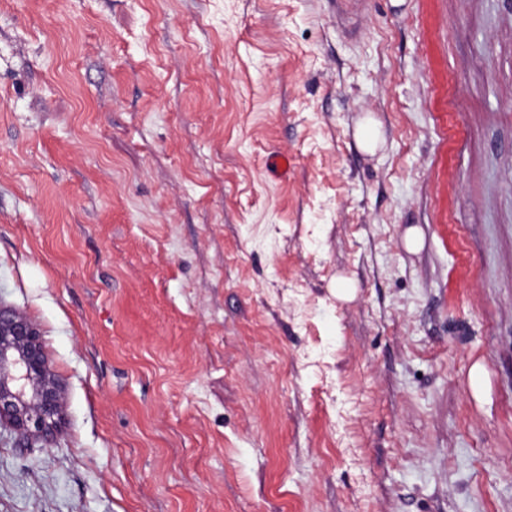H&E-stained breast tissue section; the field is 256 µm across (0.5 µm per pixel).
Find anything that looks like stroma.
<instances>
[{
	"label": "stroma",
	"mask_w": 512,
	"mask_h": 512,
	"mask_svg": "<svg viewBox=\"0 0 512 512\" xmlns=\"http://www.w3.org/2000/svg\"><path fill=\"white\" fill-rule=\"evenodd\" d=\"M0 303V512H512V0H0ZM356 137L360 147L368 153H373L380 143V132L376 120L365 117L357 128ZM40 335L37 325L0 304V428L9 426L16 448L55 444L64 410L62 383Z\"/></svg>",
	"instance_id": "1"
}]
</instances>
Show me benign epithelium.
<instances>
[{"label": "benign epithelium", "mask_w": 512, "mask_h": 512, "mask_svg": "<svg viewBox=\"0 0 512 512\" xmlns=\"http://www.w3.org/2000/svg\"><path fill=\"white\" fill-rule=\"evenodd\" d=\"M63 410L62 383L37 325L0 304V426H9L18 448L48 447L56 442Z\"/></svg>", "instance_id": "obj_1"}]
</instances>
